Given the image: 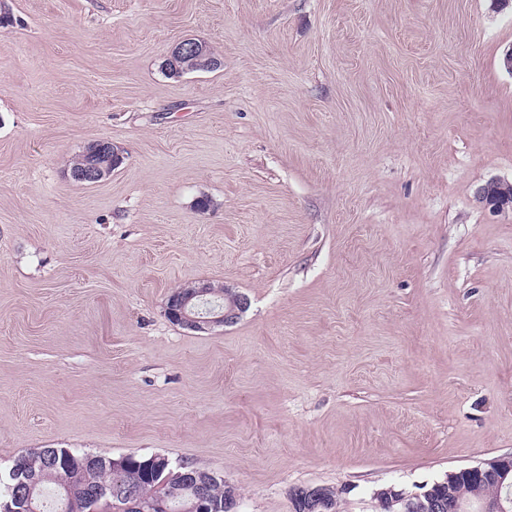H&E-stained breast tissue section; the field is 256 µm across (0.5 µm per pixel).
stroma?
Segmentation results:
<instances>
[{"label": "stroma", "mask_w": 512, "mask_h": 512, "mask_svg": "<svg viewBox=\"0 0 512 512\" xmlns=\"http://www.w3.org/2000/svg\"><path fill=\"white\" fill-rule=\"evenodd\" d=\"M0 471L162 455L237 512L512 455V6L0 0ZM194 39L218 66L168 75ZM109 140L99 183L72 157ZM208 198L200 211L196 202ZM209 282L231 325L165 314ZM512 197V182L500 178H492L480 185L476 190V199L484 208H489V203L496 198L502 204L493 211L505 210V204ZM504 203V204H503ZM185 294L181 297H168L166 312L168 318L179 325L196 330H206L220 325L232 324L240 317L247 307V298L239 294L228 293L224 289V298L218 299L224 311L217 309L207 316H202L193 308L196 300H207L211 296L223 295L218 287L211 283H195L182 286ZM227 301H225V299ZM193 299L195 302L191 305Z\"/></svg>", "instance_id": "35a3bbf8"}]
</instances>
